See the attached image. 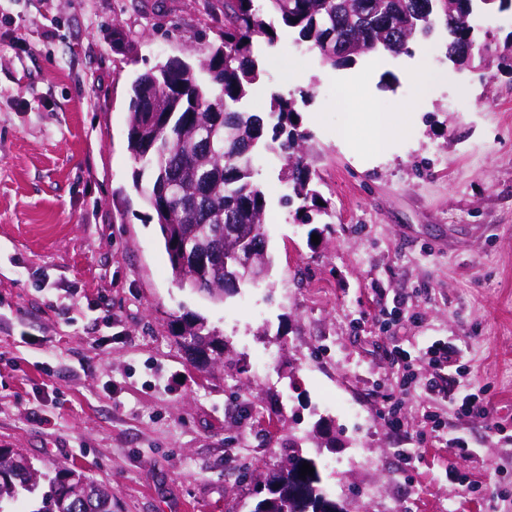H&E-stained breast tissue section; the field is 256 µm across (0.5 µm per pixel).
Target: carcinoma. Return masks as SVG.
Here are the masks:
<instances>
[{"instance_id": "cac0c4a2", "label": "carcinoma", "mask_w": 512, "mask_h": 512, "mask_svg": "<svg viewBox=\"0 0 512 512\" xmlns=\"http://www.w3.org/2000/svg\"><path fill=\"white\" fill-rule=\"evenodd\" d=\"M254 2L224 0L220 44L194 63L174 59L139 74L128 101V149L141 163L136 188L156 218L172 276L180 286L215 301L228 295L226 284L237 290L262 279L271 266L262 231L266 199L253 180L258 152L283 155L288 194L282 204L297 205L303 223H312L326 210L305 161L306 134L299 130L296 100L273 96L266 117L241 108L263 74L254 38H265L270 47L278 40L277 30ZM266 2L333 69L348 67L379 47L392 56L407 53L415 39L439 28L448 34L446 59L461 65L474 51H489L480 41L476 17L512 12V0ZM243 229L257 243L250 272L197 260L203 254L236 251ZM177 338L201 367L224 362L228 353L223 337L206 330L196 314L178 319ZM304 463L314 473L306 475L308 503L300 504L290 498L289 489ZM259 477L268 494L250 512H347L336 509L318 457L304 451L301 438L289 436L280 464ZM43 480L45 475L24 454L0 448V512H12L9 505L23 492L39 491ZM31 512H112V492L64 466L48 480L41 506Z\"/></svg>"}]
</instances>
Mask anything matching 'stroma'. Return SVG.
<instances>
[{"mask_svg": "<svg viewBox=\"0 0 512 512\" xmlns=\"http://www.w3.org/2000/svg\"><path fill=\"white\" fill-rule=\"evenodd\" d=\"M223 3L0 0V448L81 468L113 512H242L287 437L321 422L336 442L322 477L349 512H512V72L448 63L442 35L374 72L334 70L278 27L245 107L295 99L328 216L299 223L282 156L263 152L273 266L215 303L171 277L133 184L127 103L140 73L195 61ZM301 63L310 83L292 78ZM350 83L379 111L421 114L379 165ZM189 312L223 336V367L199 370L179 344ZM437 339L488 403L441 406L459 447L420 439L429 403L391 363L408 350L425 381ZM396 400L400 431L384 417Z\"/></svg>", "mask_w": 512, "mask_h": 512, "instance_id": "obj_1", "label": "stroma"}]
</instances>
